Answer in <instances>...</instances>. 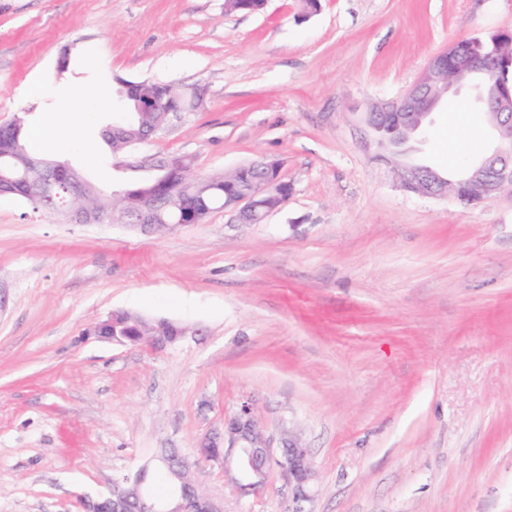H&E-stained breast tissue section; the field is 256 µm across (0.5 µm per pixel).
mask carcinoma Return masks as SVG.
<instances>
[{
  "mask_svg": "<svg viewBox=\"0 0 512 512\" xmlns=\"http://www.w3.org/2000/svg\"><path fill=\"white\" fill-rule=\"evenodd\" d=\"M226 8L231 12L251 13L262 8L264 0H224ZM148 88L147 96L141 100L136 113L135 122L122 130L112 133L106 138L114 153H125L142 143L141 134H154L164 127L173 112H196L204 107V103L196 96L194 90L182 89L171 83L143 80ZM22 124L0 134V177L15 182L17 196L30 204L33 211L45 217L56 219L60 212L52 204H42L29 196V190L39 180L36 171H24L17 166L14 156L18 150H27L22 135ZM166 170L163 181L155 179L135 183L125 189L127 200L122 210H113L110 197L93 190L79 198L67 199L71 208L93 209L100 220L108 219L126 224L127 213L134 210L139 197L149 192L161 199L162 209L159 212L157 233L169 232L168 225L179 224L183 219L182 204L189 198H197L203 203L194 223L203 222L210 213L224 208V199L245 187L255 178V173L246 165L240 166L226 178L222 175L211 178H200L194 173V162L189 156H178L165 161ZM177 323L167 319H150L125 311L112 313V335L124 341L132 336H173L176 334Z\"/></svg>",
  "mask_w": 512,
  "mask_h": 512,
  "instance_id": "1",
  "label": "carcinoma"
}]
</instances>
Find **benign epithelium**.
I'll use <instances>...</instances> for the list:
<instances>
[{"label": "benign epithelium", "mask_w": 512, "mask_h": 512, "mask_svg": "<svg viewBox=\"0 0 512 512\" xmlns=\"http://www.w3.org/2000/svg\"><path fill=\"white\" fill-rule=\"evenodd\" d=\"M512 38V31L499 30L484 37H474L466 44L452 43L448 49L432 57L420 79L391 101L370 103L364 116L373 141L381 149L379 158L396 163L401 187L411 193L432 198H453L465 205H479L498 200L504 191L512 194V59L506 61L498 50L489 51L500 36ZM126 85L120 84L114 124L133 122L134 112L126 111ZM463 90L472 92L479 111L486 114L493 139L492 148L471 161L457 177L443 176L433 168L402 161L411 151L413 142L430 115L449 94ZM24 166L42 175L43 197H60L88 189V184L65 163L35 156L22 158ZM250 167L258 176L235 198L224 203V211L232 214L238 224H261L273 208L263 209L275 200L283 204L290 194L287 183L280 177L279 164L271 160H256ZM159 200L146 196L136 213L133 228L151 233L157 227ZM236 456L238 465L248 474L259 478L272 461L271 446L257 430L253 408L243 404L231 417L224 419V432L205 435L196 448V461L225 463ZM277 464L292 487L295 512H304L303 502L309 498L314 479L309 449L296 438L282 441ZM173 475L169 493L155 497L144 480L133 483L127 479L113 484L112 492L85 503L90 512H224V506L201 493L193 480L182 475V469L172 464L162 453L140 470L145 475L154 467Z\"/></svg>", "instance_id": "1"}]
</instances>
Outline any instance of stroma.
<instances>
[{
	"label": "stroma",
	"mask_w": 512,
	"mask_h": 512,
	"mask_svg": "<svg viewBox=\"0 0 512 512\" xmlns=\"http://www.w3.org/2000/svg\"><path fill=\"white\" fill-rule=\"evenodd\" d=\"M510 29L512 0H0V125L23 117L34 153L110 193L177 155L201 176L275 160L291 187L265 223L161 236L0 197V512H85L245 403L271 446L309 448L305 512H512V198L405 191L362 120L451 41ZM118 76L205 107L113 154ZM467 142L488 148L486 117L454 96L409 159L452 176ZM115 311L185 334L83 340ZM193 475L224 512L295 508L274 463L249 493L233 460Z\"/></svg>",
	"instance_id": "obj_1"
}]
</instances>
